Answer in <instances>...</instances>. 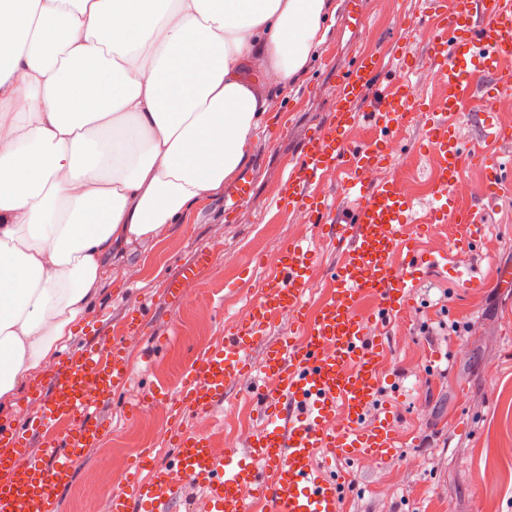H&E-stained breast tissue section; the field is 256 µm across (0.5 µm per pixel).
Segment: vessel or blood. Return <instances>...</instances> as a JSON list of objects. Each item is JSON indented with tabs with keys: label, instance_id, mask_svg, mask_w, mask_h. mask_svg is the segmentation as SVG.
Returning <instances> with one entry per match:
<instances>
[{
	"label": "vessel or blood",
	"instance_id": "b4317fda",
	"mask_svg": "<svg viewBox=\"0 0 512 512\" xmlns=\"http://www.w3.org/2000/svg\"><path fill=\"white\" fill-rule=\"evenodd\" d=\"M421 18L434 29L427 56L440 110L425 108L409 70L391 77L379 57L358 54L337 73L336 100L306 136L274 201L314 225L323 242L341 243L329 289L309 304L308 274L319 257L306 239L289 240L268 263L256 298L226 326L223 342L184 371L176 393L141 397L143 405L166 403L179 416H210L234 385L251 377L259 382L260 428L221 448L203 433L177 434L174 461L159 466L143 453L110 487L107 512H173L190 490L198 512H340L350 477L320 466L316 453L351 463L393 455L394 413L365 422L387 362L380 330L411 307L425 268L448 263L447 255L422 250L421 239L436 225L457 224L454 249L466 255L482 228L473 199L496 198L506 187L493 157L483 181L465 185L464 164L476 150L457 138L454 121L472 102L484 115L485 141L512 137L495 108L498 98L512 95V79L502 74L512 60V0H421ZM363 119L374 138L353 142L349 132ZM415 120L435 160L433 204L423 215L399 177L377 175L399 159L395 131ZM335 172L353 201L342 214L325 190ZM251 193V181L240 180L224 201L227 221H238ZM211 260L202 253L179 263L166 282V300L180 302L184 283ZM144 324L143 310H136L125 317L121 336L102 331L68 350L34 389L39 411L21 424L0 422V512H58L59 490L105 433L99 405L127 384L124 339ZM277 327L281 335L272 336Z\"/></svg>",
	"mask_w": 512,
	"mask_h": 512
}]
</instances>
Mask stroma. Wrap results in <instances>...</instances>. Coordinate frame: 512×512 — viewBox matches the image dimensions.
I'll return each instance as SVG.
<instances>
[{"mask_svg": "<svg viewBox=\"0 0 512 512\" xmlns=\"http://www.w3.org/2000/svg\"><path fill=\"white\" fill-rule=\"evenodd\" d=\"M333 2L338 13L353 19L335 22L304 78L271 91L270 108L239 170L253 180L240 221L226 222L223 196L208 198L160 236L124 247L108 262L94 304L75 323L71 341L78 344L99 327L119 330L143 299L154 302L140 336L128 343L127 386L100 409L107 432L60 491V512H101L84 499V488L93 483L106 493L109 482H120L148 449L158 462H168L175 431L230 438L255 427L248 380L234 387L212 417L188 414L177 420L169 414L157 423L129 408L150 389H176L191 360L223 340L225 323L256 297L267 254L288 240L307 239L320 255V267L310 273L309 301L326 289L334 251L299 216L269 204L305 135L336 98L331 72L362 51L387 60L406 54L416 62L427 105L437 107L426 56L432 31L417 21L420 0ZM424 138L417 121L395 133L404 149V189L422 213L431 203L425 182L432 170L428 156L415 148ZM201 250L212 253V264L186 284L185 301L169 308L163 301L167 278L177 263ZM464 263L482 288H467L448 272L428 271L417 284L413 309L386 328L390 352L377 405L396 408L400 441L383 462L350 467L353 489L341 512H512V290L501 288L495 276L496 269L512 266V193L485 205L481 241ZM194 294L213 298V307L196 312L187 302Z\"/></svg>", "mask_w": 512, "mask_h": 512, "instance_id": "1", "label": "stroma"}]
</instances>
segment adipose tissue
<instances>
[{
  "label": "adipose tissue",
  "instance_id": "obj_1",
  "mask_svg": "<svg viewBox=\"0 0 512 512\" xmlns=\"http://www.w3.org/2000/svg\"><path fill=\"white\" fill-rule=\"evenodd\" d=\"M0 4V407L95 300L112 249L224 191L325 40L332 0Z\"/></svg>",
  "mask_w": 512,
  "mask_h": 512
}]
</instances>
